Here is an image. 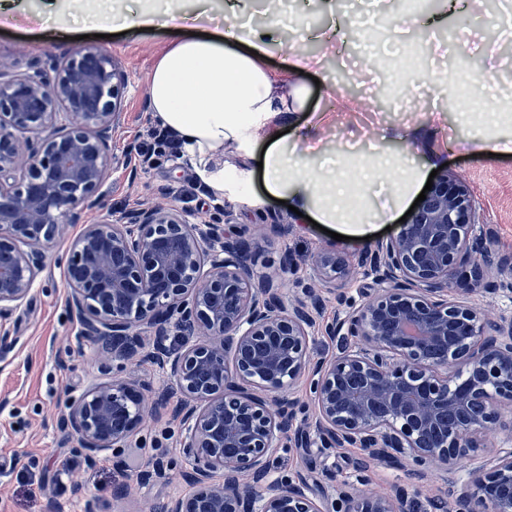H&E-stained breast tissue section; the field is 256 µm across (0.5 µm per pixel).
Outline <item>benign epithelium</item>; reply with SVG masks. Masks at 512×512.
<instances>
[{
    "instance_id": "1",
    "label": "benign epithelium",
    "mask_w": 512,
    "mask_h": 512,
    "mask_svg": "<svg viewBox=\"0 0 512 512\" xmlns=\"http://www.w3.org/2000/svg\"><path fill=\"white\" fill-rule=\"evenodd\" d=\"M125 77L112 55L77 48L17 71L0 57V354L21 339L13 316L27 306L66 224L71 241L60 277L79 339L102 349L99 375L66 387L57 428L88 468L138 441L153 385L120 375L149 362L179 394L185 494L162 512H411L417 490L359 495L332 472L325 481L275 475L284 448H319L330 458L359 448L370 459L414 471L439 465L449 480L443 512H512V423L496 453L477 457L512 404V254L485 277L482 248L494 232L475 220L468 186L441 171L395 237L361 252L366 283L346 291L351 266L336 250L313 263L303 296L290 298L286 255L265 252L223 215L198 224L188 211L155 203L112 213L104 186ZM99 211L93 224L86 213ZM506 300L489 320L455 294ZM330 295L337 312L318 324ZM183 330L168 344L170 324ZM340 339L330 359L308 352L316 333ZM309 382L310 401L292 396ZM171 464L147 459L144 482L169 479Z\"/></svg>"
}]
</instances>
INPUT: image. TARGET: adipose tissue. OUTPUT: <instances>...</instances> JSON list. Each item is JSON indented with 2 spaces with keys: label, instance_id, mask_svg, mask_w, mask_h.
<instances>
[{
  "label": "adipose tissue",
  "instance_id": "ef3b65f1",
  "mask_svg": "<svg viewBox=\"0 0 512 512\" xmlns=\"http://www.w3.org/2000/svg\"><path fill=\"white\" fill-rule=\"evenodd\" d=\"M14 2L0 0V26L39 30L49 24L66 30L79 21L173 30L149 79L152 116L177 134L183 159L215 196L241 194L253 179L247 167L216 161L217 153L256 156L263 163L267 196L360 240L373 236L378 225L398 223L444 152L442 143L425 139L417 128L408 138L419 148L416 162L376 145L368 150L322 145L320 134L335 115L307 108L303 74L313 67L309 57L294 56L280 70L270 67L275 29L245 37L231 23L214 39L185 35L189 5L220 0H150V8L136 14L125 10L124 0H50L49 12L34 4L22 14Z\"/></svg>",
  "mask_w": 512,
  "mask_h": 512
}]
</instances>
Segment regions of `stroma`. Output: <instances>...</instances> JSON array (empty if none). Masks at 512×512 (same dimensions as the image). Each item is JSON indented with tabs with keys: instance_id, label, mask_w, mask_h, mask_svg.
<instances>
[{
	"instance_id": "35a3bbf8",
	"label": "stroma",
	"mask_w": 512,
	"mask_h": 512,
	"mask_svg": "<svg viewBox=\"0 0 512 512\" xmlns=\"http://www.w3.org/2000/svg\"><path fill=\"white\" fill-rule=\"evenodd\" d=\"M346 12L348 31L369 30L362 41L318 40L317 34L330 23V16L319 5L303 6L288 0L286 19L277 22L266 15L262 0H247L239 19L258 30L271 25L279 31L278 43L270 47L272 67L284 65L290 52L320 58L319 75L334 82L346 96L362 100L357 112L336 110L335 125L327 133L336 141L366 135L388 142L393 131L411 126L428 130L434 107L447 109L443 136L449 140L443 162L463 179L471 190L480 223L491 225L495 236L490 244L494 255L512 253V155L488 156L477 143L471 127L462 124L460 109L439 94L419 96L399 91L396 62L412 47H426L423 33L401 34L395 16L406 11L404 0H340ZM512 11V0H476L468 11L458 13L439 29L441 37H452L453 47L436 66H423L418 83L449 79L460 68L478 70L477 47L487 42L496 45L497 86L495 101L512 99V42L502 39L497 29L503 10ZM168 42L162 32L127 33L110 38L89 37L77 42L65 37L30 36L23 31H0V54L16 58L21 68L46 54H62L83 45L107 51L125 76L121 112L112 134V176L104 198L106 208L116 212L158 201L192 211L198 222L208 220L214 207L229 213V223L259 233L270 217L283 222L281 235L261 240L271 259L290 253L297 264L288 279L289 294L301 292V283L309 278L314 258L333 247L356 263V247L335 241L326 232L310 224L293 221L284 205L263 198L261 184H254L252 194L261 196L256 206L244 204L238 197L209 198L195 196V173L183 159L171 157L149 168L139 165L136 149L146 141L154 125L148 99L149 75ZM76 228H66L49 249L48 267L41 274L30 309L18 311L15 318L21 340L0 359V512H146L147 505L162 506L170 495L182 489L180 479L172 482L142 483L138 470L151 456L180 463L181 453L169 438L176 425L169 410L148 411L139 433L138 446L125 449L120 456L107 457L96 468H85L73 456L56 427L62 411L66 386L97 376L93 348L80 344L77 329L66 305V290L58 264L64 257ZM66 355L67 365H60L58 355ZM357 449L343 451L330 459L317 452L299 448L281 451L276 471L292 476L311 473L321 478L325 465H332L338 480H351L350 462ZM417 483L415 512H434L433 501L443 494L446 483L441 469L429 468L424 478L413 481L407 471L370 466L360 488L372 493L394 484Z\"/></svg>"
}]
</instances>
